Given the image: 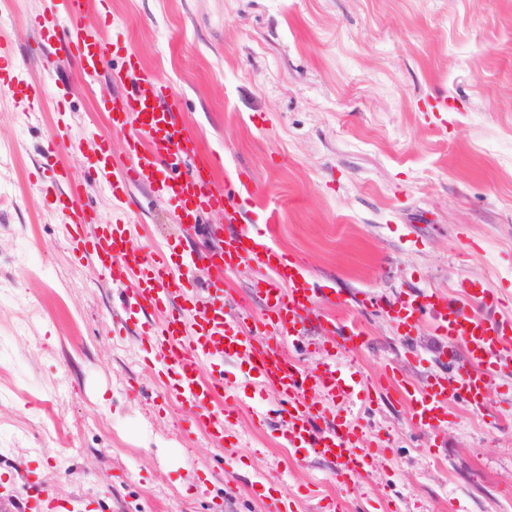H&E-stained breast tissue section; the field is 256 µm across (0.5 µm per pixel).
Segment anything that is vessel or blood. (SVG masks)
Returning a JSON list of instances; mask_svg holds the SVG:
<instances>
[{
    "label": "vessel or blood",
    "mask_w": 512,
    "mask_h": 512,
    "mask_svg": "<svg viewBox=\"0 0 512 512\" xmlns=\"http://www.w3.org/2000/svg\"><path fill=\"white\" fill-rule=\"evenodd\" d=\"M62 6L69 24L66 60L80 78L94 77L112 56V44L100 26L87 23L90 0H63ZM108 81L114 88L112 127L128 136L127 157L112 163L114 196L148 184L160 198L175 202L178 223H199L206 210L216 207L233 229L225 233L223 247L190 255L178 266L161 254L142 256L129 247V220L97 223L83 201L82 179L71 175L51 149L46 156L53 172L51 188L63 201L67 224L79 229L71 239L74 256L99 263L107 285L133 283L140 309L150 313L143 333L167 361L166 376L176 400L193 412L189 428L206 429L216 444H223L224 418L212 406L224 391V381L204 376L202 366L212 354L245 362L262 385L279 396L287 447L298 456L336 462L337 481L351 482L371 466L374 449L356 447L351 421L328 418L308 403L306 393L366 396L369 383L332 368L309 370L281 350L284 338L305 334L307 321L317 313V296L306 265L275 244L277 210H270L264 223H246L237 194L216 178L220 156L190 133L178 97L157 74L142 67L136 54H127L124 68L111 70ZM187 156L194 167L184 172L180 166ZM244 262L263 271L252 284L254 295L267 308L262 318L252 319L244 301L229 315L216 298L186 295L183 283L193 273H204L209 286H218ZM396 306L405 331L430 316L435 331L446 336L451 347V377L416 386L387 375L388 389L408 407L413 421L421 425L445 419L452 400L482 410L486 392L505 356L512 353V317L493 315L496 299L482 288L464 290L452 299L440 291H424L398 299Z\"/></svg>",
    "instance_id": "vessel-or-blood-1"
}]
</instances>
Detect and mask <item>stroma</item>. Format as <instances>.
<instances>
[{
	"label": "stroma",
	"instance_id": "1",
	"mask_svg": "<svg viewBox=\"0 0 512 512\" xmlns=\"http://www.w3.org/2000/svg\"><path fill=\"white\" fill-rule=\"evenodd\" d=\"M53 0H0V30L21 67L0 96V512L27 498L25 475L58 512H512V360L485 408L448 407L438 428L413 426L395 394L370 392L365 411L321 399L382 445L349 486L335 463L291 459L276 393L229 360L224 445L188 432L165 384L166 365L141 334L143 314L113 328L130 284L109 288L77 261L71 229L44 164L58 111L61 156L86 178L98 223L114 215L112 185L94 154L124 156L99 107L106 86L69 67L47 72L28 55L32 18ZM112 67L134 52L179 95L189 130L223 160L217 175L248 182L252 223L279 210L277 246L302 259L357 317L367 345L348 355L312 323L302 366L404 382L450 375L447 338L420 324L397 329L392 303L419 291L456 295L469 281L498 292L512 313V0H109ZM41 83L60 108L29 102ZM132 244L181 261L200 227L177 223L148 187L123 203Z\"/></svg>",
	"mask_w": 512,
	"mask_h": 512
}]
</instances>
